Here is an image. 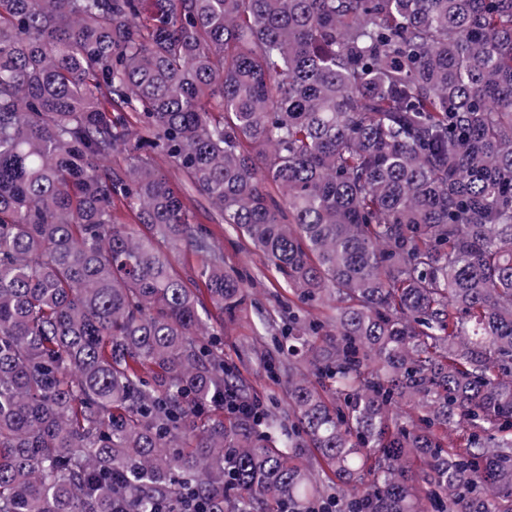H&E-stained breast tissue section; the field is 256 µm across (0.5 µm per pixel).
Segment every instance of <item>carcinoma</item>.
Returning <instances> with one entry per match:
<instances>
[{
    "mask_svg": "<svg viewBox=\"0 0 512 512\" xmlns=\"http://www.w3.org/2000/svg\"><path fill=\"white\" fill-rule=\"evenodd\" d=\"M188 508L512 512V0H0V512ZM190 207L197 221L211 230L224 251V268L234 277L244 280V303L230 318L224 315V360L236 367L251 393L261 398H276L283 408L288 402L285 377L270 373L263 355L278 358L276 349L283 341L277 329L288 321V313L300 307L296 296L275 270L268 268L263 258L242 236L223 224H209L199 210L205 205L202 197L190 192ZM265 316L270 323L262 328L258 318Z\"/></svg>",
    "mask_w": 512,
    "mask_h": 512,
    "instance_id": "obj_1",
    "label": "carcinoma"
}]
</instances>
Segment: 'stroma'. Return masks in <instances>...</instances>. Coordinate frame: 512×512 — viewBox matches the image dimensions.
I'll list each match as a JSON object with an SVG mask.
<instances>
[{
    "mask_svg": "<svg viewBox=\"0 0 512 512\" xmlns=\"http://www.w3.org/2000/svg\"><path fill=\"white\" fill-rule=\"evenodd\" d=\"M211 230L224 251L226 272L244 281L243 305L224 320V359L236 367L252 394L287 404L284 377L271 374L264 359L275 356L282 342L278 329L298 309L297 298L242 236L218 224Z\"/></svg>",
    "mask_w": 512,
    "mask_h": 512,
    "instance_id": "stroma-1",
    "label": "stroma"
}]
</instances>
